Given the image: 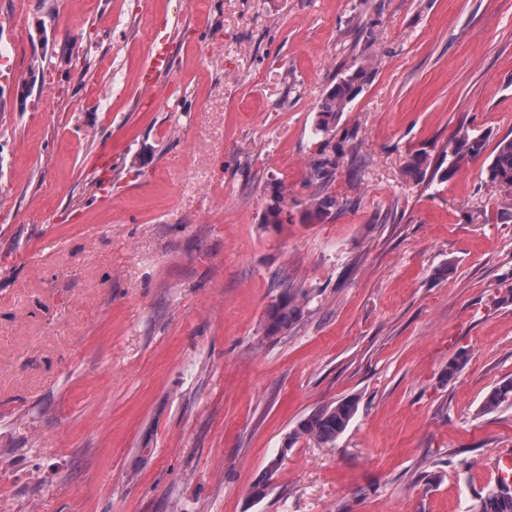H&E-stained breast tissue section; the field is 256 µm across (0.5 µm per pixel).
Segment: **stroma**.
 <instances>
[{
    "mask_svg": "<svg viewBox=\"0 0 512 512\" xmlns=\"http://www.w3.org/2000/svg\"><path fill=\"white\" fill-rule=\"evenodd\" d=\"M461 124L512 132V0H0V512H474L512 460V400L481 410L512 380V220L483 159L406 168ZM338 147L346 205L305 223ZM283 272L301 314L270 336ZM351 397L333 447L288 443ZM167 37L163 35L154 43L150 54V63L144 75V87L149 89L164 75L169 73V58L167 53ZM371 72L364 65L349 66L319 102L316 136L327 137L335 128L336 119L360 92ZM444 159L442 157L433 162L427 151H418L411 156V160L408 162V172L418 180H425L428 172L431 171L430 179L433 180L440 171ZM290 221L288 204L285 201L284 189L280 184H274L270 199L262 213L261 224L280 227Z\"/></svg>",
    "mask_w": 512,
    "mask_h": 512,
    "instance_id": "obj_1",
    "label": "stroma"
}]
</instances>
